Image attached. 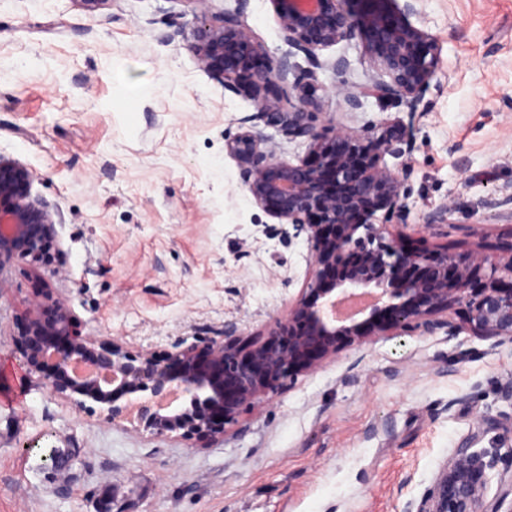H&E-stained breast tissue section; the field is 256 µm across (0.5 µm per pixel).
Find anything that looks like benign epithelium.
<instances>
[{
  "mask_svg": "<svg viewBox=\"0 0 512 512\" xmlns=\"http://www.w3.org/2000/svg\"><path fill=\"white\" fill-rule=\"evenodd\" d=\"M194 13L187 47L224 89L253 97L255 113L224 140L255 205L309 249L302 287L267 328L248 334L224 322L219 338L156 353L134 349L119 337L85 336L70 308L29 305L18 353L26 373L76 410L119 426L137 423L157 438L206 443L223 438L241 413L278 393L282 382L312 375L345 350L364 349L397 336L462 332L512 345V247L500 253L482 246L483 227L469 225L477 241L463 251L408 248L392 227L407 208L403 182L412 172L414 139L395 116L360 130L317 123L326 88L317 71L343 75L344 55L321 59L339 43L355 45L373 64L360 86L340 82L345 111L376 99L386 106L406 99L416 107L434 79L441 48L411 18L419 0L390 10L382 0H269L292 52L277 66L252 39L246 0L209 12V0H181ZM302 54L300 69L291 57ZM274 127L306 147L296 161L276 157L258 123ZM395 159L388 165L386 157ZM34 173L0 155V266L15 259L48 264L58 252L57 210L32 194ZM486 207L512 223V192ZM452 208L430 207L415 225L431 236L448 223ZM222 423H214L216 415ZM476 434L454 449L434 482L402 512H512V433L490 448H475Z\"/></svg>",
  "mask_w": 512,
  "mask_h": 512,
  "instance_id": "obj_1",
  "label": "benign epithelium"
}]
</instances>
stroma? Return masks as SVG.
<instances>
[{"mask_svg":"<svg viewBox=\"0 0 512 512\" xmlns=\"http://www.w3.org/2000/svg\"><path fill=\"white\" fill-rule=\"evenodd\" d=\"M439 42L435 78L414 120L407 223L448 202L432 236L455 251L468 224L512 246V223L484 200L512 188V0H421ZM179 16L182 35L167 39ZM246 22L272 63L289 46L269 0ZM182 0H0V155L57 207L56 262L0 267V512H400L477 429L471 393L512 426V346L460 334L399 336L347 350L246 411L203 448L75 411L25 377L15 341L29 301L66 302L85 334L171 350L254 332L302 285L304 237L270 236L225 136L254 111L202 70ZM323 112L358 129L406 103ZM456 359L453 372L442 363ZM65 454L68 465L53 466Z\"/></svg>","mask_w":512,"mask_h":512,"instance_id":"obj_1","label":"stroma"}]
</instances>
